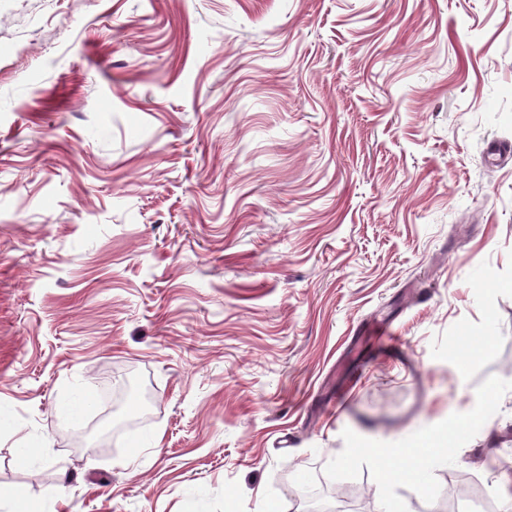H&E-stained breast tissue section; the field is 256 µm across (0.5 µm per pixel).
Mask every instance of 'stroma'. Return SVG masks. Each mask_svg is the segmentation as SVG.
Segmentation results:
<instances>
[{"instance_id": "35a3bbf8", "label": "stroma", "mask_w": 512, "mask_h": 512, "mask_svg": "<svg viewBox=\"0 0 512 512\" xmlns=\"http://www.w3.org/2000/svg\"><path fill=\"white\" fill-rule=\"evenodd\" d=\"M508 365L512 0H0V512H512ZM431 448L419 450H403L402 448H383L381 452L372 450L369 455L374 457L385 456L399 460L398 475L403 482L419 481L425 474V463L429 457L440 454L447 436L431 437Z\"/></svg>"}]
</instances>
